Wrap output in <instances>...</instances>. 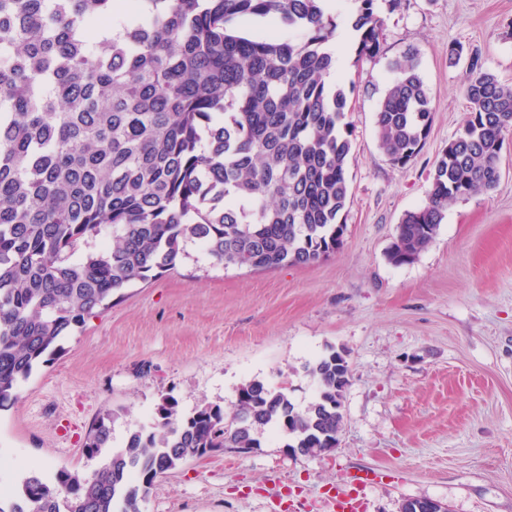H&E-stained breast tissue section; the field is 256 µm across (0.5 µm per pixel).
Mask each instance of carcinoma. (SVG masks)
<instances>
[{
	"label": "carcinoma",
	"instance_id": "cac0c4a2",
	"mask_svg": "<svg viewBox=\"0 0 512 512\" xmlns=\"http://www.w3.org/2000/svg\"><path fill=\"white\" fill-rule=\"evenodd\" d=\"M378 0H0V409L14 389L112 295L175 266L189 242L224 266L308 265L343 245L350 132L327 47L336 18L358 59L381 53ZM266 19L250 36L232 26ZM470 116L431 173L427 204L406 213L387 251L395 266L431 244L448 203L498 183L512 131V84L471 56ZM374 123L392 163L408 164L433 121L413 54L388 62ZM111 228L112 243L77 255ZM304 372L315 399L253 379L235 411L190 413L161 397L156 422L131 433L90 476L31 473L0 512H139L157 480L204 448H257L276 426L302 455L339 444L346 356ZM108 412L85 436L112 445Z\"/></svg>",
	"mask_w": 512,
	"mask_h": 512
}]
</instances>
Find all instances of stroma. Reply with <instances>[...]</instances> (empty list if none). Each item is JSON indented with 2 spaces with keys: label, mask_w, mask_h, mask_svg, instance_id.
I'll return each instance as SVG.
<instances>
[{
  "label": "stroma",
  "mask_w": 512,
  "mask_h": 512,
  "mask_svg": "<svg viewBox=\"0 0 512 512\" xmlns=\"http://www.w3.org/2000/svg\"><path fill=\"white\" fill-rule=\"evenodd\" d=\"M383 52L357 59L341 45L339 81L351 132L347 226L340 250L308 265L224 267L196 243L170 270L122 289L111 308L65 337L0 409V487L31 470L91 475L83 447L113 412L112 444L155 422L161 396L182 412L203 402L232 412L254 378L287 388L297 406L317 394L303 366L327 347L350 368L344 427L328 454L294 455L278 429L260 447L227 448L164 475L140 512H329V488L369 473L360 512H399L429 497L449 512H512V133L501 179L485 194L450 202L433 242L412 264L387 250L404 215L423 206L433 164L465 125L466 60L512 83V0H402L380 7ZM413 51L433 123L418 155L392 165L374 112L390 59Z\"/></svg>",
  "instance_id": "stroma-1"
}]
</instances>
